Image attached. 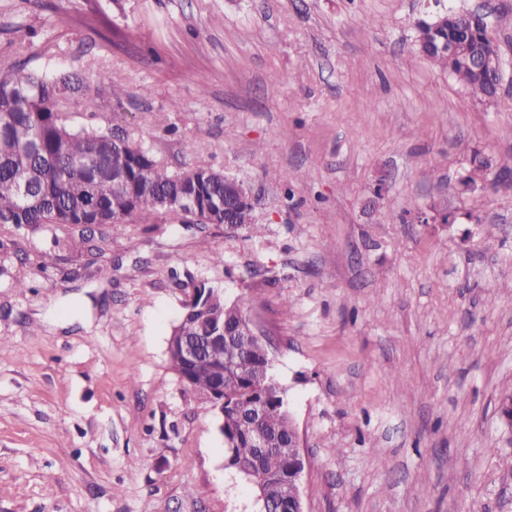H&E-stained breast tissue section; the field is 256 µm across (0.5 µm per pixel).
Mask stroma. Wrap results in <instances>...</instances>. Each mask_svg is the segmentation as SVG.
Returning a JSON list of instances; mask_svg holds the SVG:
<instances>
[{
    "label": "stroma",
    "instance_id": "stroma-1",
    "mask_svg": "<svg viewBox=\"0 0 512 512\" xmlns=\"http://www.w3.org/2000/svg\"><path fill=\"white\" fill-rule=\"evenodd\" d=\"M449 8L488 15L494 102L416 46ZM0 25V72L89 75L74 129L237 177L264 226L57 252L78 230L0 225V512H257L167 359L200 281L270 342L306 512H512V0H0ZM432 204L454 223H415Z\"/></svg>",
    "mask_w": 512,
    "mask_h": 512
}]
</instances>
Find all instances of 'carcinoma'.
Instances as JSON below:
<instances>
[{"label": "carcinoma", "mask_w": 512, "mask_h": 512, "mask_svg": "<svg viewBox=\"0 0 512 512\" xmlns=\"http://www.w3.org/2000/svg\"><path fill=\"white\" fill-rule=\"evenodd\" d=\"M443 16L447 20L434 30L425 57L480 99L492 100L497 91L486 76L476 73L473 62L480 55L493 60L498 56L496 44L472 28L465 13L448 11ZM87 91L69 74L50 75L24 65L14 64L0 75V224L77 227L79 240L55 241V246L68 249L76 242L82 247L92 242L101 226L151 224L163 215L177 221V204L188 199L196 204L203 225L224 223L227 209L235 213L238 226L261 233L254 204L229 188L237 179L202 164L170 171L119 129L74 130L61 105L75 94L85 95L94 105ZM23 185L28 186L25 196L20 192ZM244 317L237 303L210 288L202 305L184 307L172 329L166 350L171 368H179L176 341L199 340L210 323L231 326ZM205 354L207 360L190 374L187 386L198 396L200 409L211 413L216 408V375L210 366L224 364V465L248 481L261 477L264 499L258 501L259 512H277L296 493L288 460L277 446L260 452L253 436L261 429L280 441L288 439V392L258 343L216 344ZM257 401L267 405L258 421L241 413L243 406Z\"/></svg>", "instance_id": "cac0c4a2"}]
</instances>
